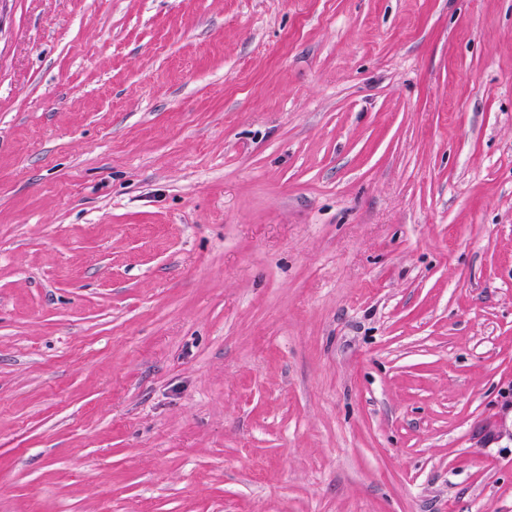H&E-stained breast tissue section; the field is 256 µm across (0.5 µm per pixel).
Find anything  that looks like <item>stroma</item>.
Returning a JSON list of instances; mask_svg holds the SVG:
<instances>
[{
    "instance_id": "35a3bbf8",
    "label": "stroma",
    "mask_w": 512,
    "mask_h": 512,
    "mask_svg": "<svg viewBox=\"0 0 512 512\" xmlns=\"http://www.w3.org/2000/svg\"><path fill=\"white\" fill-rule=\"evenodd\" d=\"M0 512H512V0H0Z\"/></svg>"
}]
</instances>
